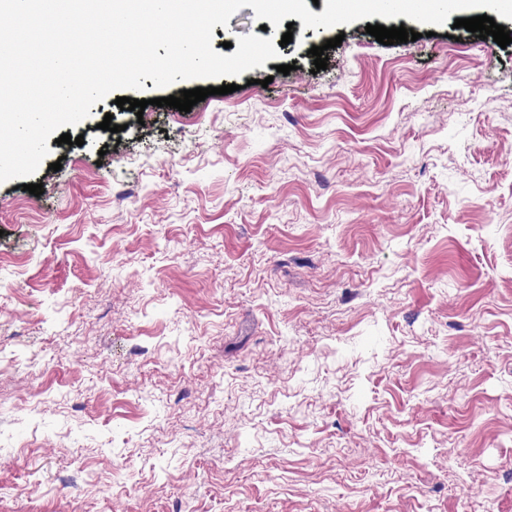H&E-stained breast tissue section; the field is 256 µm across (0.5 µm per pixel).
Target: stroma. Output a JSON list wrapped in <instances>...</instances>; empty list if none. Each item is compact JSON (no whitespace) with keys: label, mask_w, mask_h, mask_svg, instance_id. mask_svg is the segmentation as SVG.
Wrapping results in <instances>:
<instances>
[{"label":"stroma","mask_w":512,"mask_h":512,"mask_svg":"<svg viewBox=\"0 0 512 512\" xmlns=\"http://www.w3.org/2000/svg\"><path fill=\"white\" fill-rule=\"evenodd\" d=\"M292 32L0 183V512H512V44Z\"/></svg>","instance_id":"obj_1"}]
</instances>
